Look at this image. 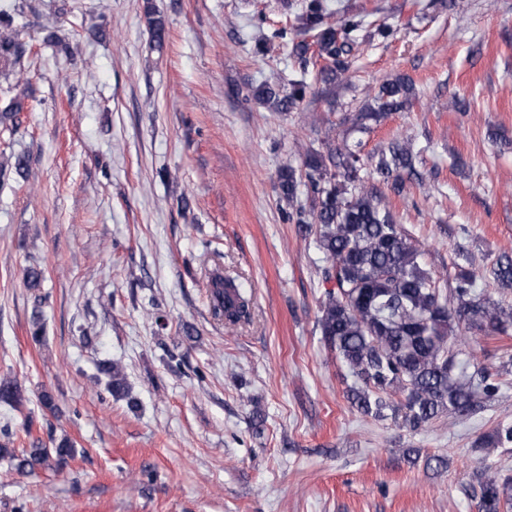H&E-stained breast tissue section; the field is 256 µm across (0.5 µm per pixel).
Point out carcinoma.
Here are the masks:
<instances>
[{
	"instance_id": "obj_1",
	"label": "carcinoma",
	"mask_w": 512,
	"mask_h": 512,
	"mask_svg": "<svg viewBox=\"0 0 512 512\" xmlns=\"http://www.w3.org/2000/svg\"><path fill=\"white\" fill-rule=\"evenodd\" d=\"M323 0H306L298 16L301 28L313 33L315 44L298 41L292 54L302 68L309 59L326 62L320 77L334 82L348 70V58L357 44L359 24L345 18L338 26L329 22ZM22 47L11 16L0 14V70L19 63ZM283 93L265 82L254 94L274 112H290L305 99L308 84L288 82ZM415 95L413 82L396 78L382 84L376 99L378 110L353 116V126L364 129L381 112L402 110ZM411 144L398 140L379 152L369 176H377L397 193L405 187L404 174L415 169ZM300 172L290 165L279 171L284 199L297 200V187L305 182L309 211L296 212L302 237L315 234L318 249L328 266L326 279L334 289L326 293L318 319L323 341L346 364L361 386L348 399L365 415L384 416L389 410L411 432L427 428L445 413L466 416L494 399L502 381L478 366L474 352L468 358L474 371L461 367L456 345L475 335H504L512 330V305L505 306L477 291L479 274L466 268L456 272L455 285L444 294L440 278L395 223L384 198L364 185L357 146L336 149L308 148ZM208 275L209 303L214 319L232 328L250 319L249 300L241 293L237 278L224 273L215 254L199 258ZM501 293L512 291V255L496 257L491 267ZM111 394H129L122 366L106 361L99 366ZM18 383L0 378V402L22 404ZM512 445V423L500 422L473 444L486 451ZM74 453V444L61 438L51 448L35 444L21 452L0 445V457L19 471L37 467L55 468ZM512 478L491 464H484L476 503L477 512H512Z\"/></svg>"
}]
</instances>
